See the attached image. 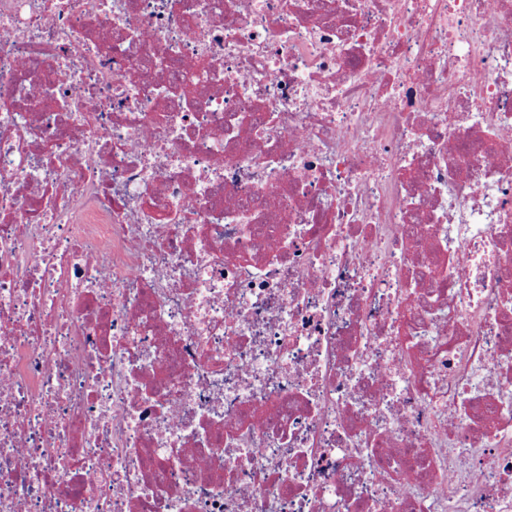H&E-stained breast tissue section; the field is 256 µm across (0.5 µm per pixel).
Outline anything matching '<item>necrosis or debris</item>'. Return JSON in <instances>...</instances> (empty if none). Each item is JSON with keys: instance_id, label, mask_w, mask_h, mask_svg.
I'll use <instances>...</instances> for the list:
<instances>
[{"instance_id": "obj_1", "label": "necrosis or debris", "mask_w": 512, "mask_h": 512, "mask_svg": "<svg viewBox=\"0 0 512 512\" xmlns=\"http://www.w3.org/2000/svg\"><path fill=\"white\" fill-rule=\"evenodd\" d=\"M0 512H512V0H0Z\"/></svg>"}]
</instances>
